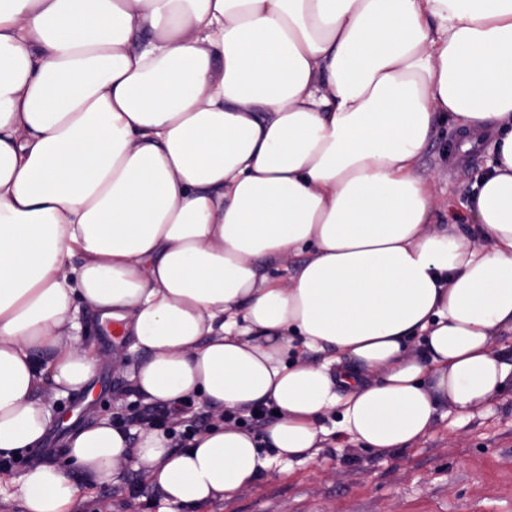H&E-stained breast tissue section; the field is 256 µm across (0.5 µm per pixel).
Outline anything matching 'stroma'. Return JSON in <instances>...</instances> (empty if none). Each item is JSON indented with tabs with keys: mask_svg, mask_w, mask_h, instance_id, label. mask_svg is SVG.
Segmentation results:
<instances>
[{
	"mask_svg": "<svg viewBox=\"0 0 512 512\" xmlns=\"http://www.w3.org/2000/svg\"><path fill=\"white\" fill-rule=\"evenodd\" d=\"M458 120L438 121L418 161L430 185L432 221L459 212L489 156L482 145L461 149ZM83 339L100 358L84 392L44 398L55 405V425L79 430L107 419L132 434L144 427L170 428L162 406L135 400L128 380L138 357L130 338L111 339L90 308L80 313ZM120 482H81L77 512H164L166 505L146 470L120 463ZM200 512H512V395L476 410L455 428L438 425L404 452L370 453L327 441L316 460L294 463L291 474L270 471L230 501Z\"/></svg>",
	"mask_w": 512,
	"mask_h": 512,
	"instance_id": "1",
	"label": "stroma"
}]
</instances>
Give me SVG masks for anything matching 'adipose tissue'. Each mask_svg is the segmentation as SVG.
I'll return each mask as SVG.
<instances>
[{
  "instance_id": "1",
  "label": "adipose tissue",
  "mask_w": 512,
  "mask_h": 512,
  "mask_svg": "<svg viewBox=\"0 0 512 512\" xmlns=\"http://www.w3.org/2000/svg\"><path fill=\"white\" fill-rule=\"evenodd\" d=\"M442 112L495 135L430 232L415 165ZM289 254V279L268 270ZM85 306L123 322L143 404L224 418L180 448L83 428L21 477L25 512H74L73 473L116 483L127 458L180 512L327 438L407 450L491 405L512 379V0H0V456L44 441L42 392L94 376ZM264 409L262 433L238 424Z\"/></svg>"
}]
</instances>
